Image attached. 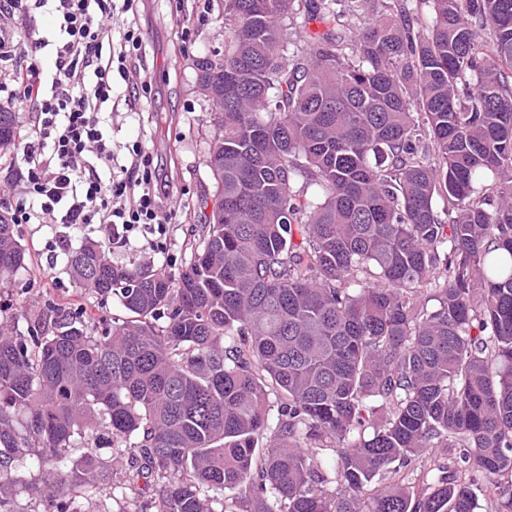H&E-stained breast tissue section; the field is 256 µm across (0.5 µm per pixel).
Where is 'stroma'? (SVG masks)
Returning a JSON list of instances; mask_svg holds the SVG:
<instances>
[{"label": "stroma", "instance_id": "obj_1", "mask_svg": "<svg viewBox=\"0 0 512 512\" xmlns=\"http://www.w3.org/2000/svg\"><path fill=\"white\" fill-rule=\"evenodd\" d=\"M224 0H188L185 17L171 11L169 0H140L136 22L143 33L145 64L152 77L149 99L137 102L135 118H127L129 108L118 105L112 113V138L120 144L144 141L158 163L170 196L181 202L177 221L164 235L141 236L132 233L131 244L114 248L113 261L128 260L180 265L184 240L193 224L200 220L201 194L214 191V181L206 163L208 141L213 132L209 122V103L196 90L194 61L224 47ZM194 20V42L184 45L180 38L185 18ZM31 262L20 271L0 298L25 301L39 306L48 298L67 301L81 299L92 311L118 308L116 300L100 304L90 296H80L71 281L64 260L48 262L42 249L52 237L50 227L25 224L21 227ZM146 501L134 500L120 486L101 481L87 496L77 498L74 512H145Z\"/></svg>", "mask_w": 512, "mask_h": 512}]
</instances>
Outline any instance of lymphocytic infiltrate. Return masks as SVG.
I'll return each mask as SVG.
<instances>
[{
    "label": "lymphocytic infiltrate",
    "instance_id": "f902f5d3",
    "mask_svg": "<svg viewBox=\"0 0 512 512\" xmlns=\"http://www.w3.org/2000/svg\"><path fill=\"white\" fill-rule=\"evenodd\" d=\"M136 0H0V102L34 113L35 137L23 140L21 161L27 192L12 213L17 224H99L101 241L129 244L140 229L164 232L177 216L162 200L152 154L134 142L129 163L112 144L115 98L147 97L151 84L128 67L143 36L128 21ZM54 14L58 38L46 77L38 54L47 42L20 45L17 16Z\"/></svg>",
    "mask_w": 512,
    "mask_h": 512
}]
</instances>
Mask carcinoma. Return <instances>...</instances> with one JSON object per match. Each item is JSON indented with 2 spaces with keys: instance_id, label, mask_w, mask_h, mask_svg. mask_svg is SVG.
<instances>
[{
  "instance_id": "cac0c4a2",
  "label": "carcinoma",
  "mask_w": 512,
  "mask_h": 512,
  "mask_svg": "<svg viewBox=\"0 0 512 512\" xmlns=\"http://www.w3.org/2000/svg\"><path fill=\"white\" fill-rule=\"evenodd\" d=\"M341 2L224 0V50L195 62L222 202L178 271L87 238L69 275L119 313L0 303L24 322L0 329V485L37 472L46 512L97 479L153 512H223L224 489L248 512H476L471 470L503 495L512 0ZM299 13L323 27L300 45ZM30 261L0 209V287ZM430 448L453 466L377 484Z\"/></svg>"
}]
</instances>
